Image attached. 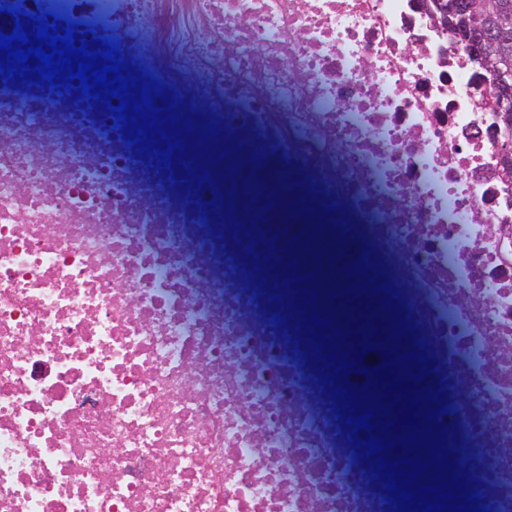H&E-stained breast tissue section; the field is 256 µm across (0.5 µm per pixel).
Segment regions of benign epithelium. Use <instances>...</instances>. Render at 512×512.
Wrapping results in <instances>:
<instances>
[{"label": "benign epithelium", "mask_w": 512, "mask_h": 512, "mask_svg": "<svg viewBox=\"0 0 512 512\" xmlns=\"http://www.w3.org/2000/svg\"><path fill=\"white\" fill-rule=\"evenodd\" d=\"M420 6L429 11L438 23L455 30L457 38L466 47L471 61L484 70L479 75L478 94L484 100L497 104L503 112V126L495 130L493 141L506 166L512 164V0H469L462 14L455 13L452 3L444 0H422ZM497 22L496 42L502 53L494 61L487 60V51L475 38L484 19Z\"/></svg>", "instance_id": "7a95c632"}]
</instances>
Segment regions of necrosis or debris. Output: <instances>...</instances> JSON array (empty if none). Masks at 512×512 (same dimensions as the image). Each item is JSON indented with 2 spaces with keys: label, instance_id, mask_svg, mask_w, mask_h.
<instances>
[{
  "label": "necrosis or debris",
  "instance_id": "1",
  "mask_svg": "<svg viewBox=\"0 0 512 512\" xmlns=\"http://www.w3.org/2000/svg\"><path fill=\"white\" fill-rule=\"evenodd\" d=\"M115 40L211 140L175 183L91 101L0 83V512H396L301 348L263 176L318 195L317 289L357 249L445 392L447 447L512 512V172L476 67L418 0H0ZM249 201L230 233V176ZM299 175L302 185L290 183Z\"/></svg>",
  "mask_w": 512,
  "mask_h": 512
}]
</instances>
